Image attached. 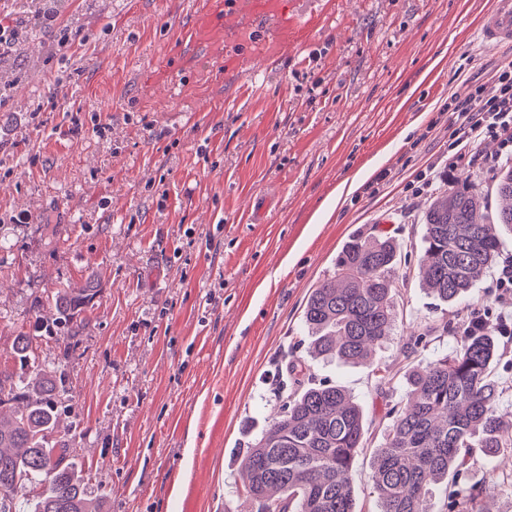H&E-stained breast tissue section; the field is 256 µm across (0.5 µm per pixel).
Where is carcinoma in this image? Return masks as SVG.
Here are the masks:
<instances>
[{"label": "carcinoma", "mask_w": 512, "mask_h": 512, "mask_svg": "<svg viewBox=\"0 0 512 512\" xmlns=\"http://www.w3.org/2000/svg\"><path fill=\"white\" fill-rule=\"evenodd\" d=\"M62 0L36 5L33 19L46 27ZM500 206L488 211L482 193L451 186L425 212L420 283L444 303L461 301L501 251L497 229L512 232V166L496 184ZM400 253L389 236L351 237L336 257L334 277L313 289L303 310L314 358L373 366L376 393L394 387L392 371L374 363L391 336L398 309L395 270ZM98 289L55 294L47 328L69 333ZM456 341L448 353L404 374L407 396L385 414L383 442L373 451L367 485L379 512H431L434 486L449 484L441 512H493L489 501L512 498V420L498 414L503 393L498 368L503 337L495 319L467 304L452 322L426 321L406 341L421 354L443 337ZM17 378L0 371V512H13L21 492L26 512H104L108 495L88 494L74 461L75 449L51 439L64 409L57 395L65 376L35 366L32 337L14 336ZM279 413L252 440L242 460L243 490L254 512H359L353 492L358 453L366 444L362 408L341 386L313 379L305 361L285 363L278 387ZM475 448L502 458L482 480L462 484L456 476Z\"/></svg>", "instance_id": "cac0c4a2"}]
</instances>
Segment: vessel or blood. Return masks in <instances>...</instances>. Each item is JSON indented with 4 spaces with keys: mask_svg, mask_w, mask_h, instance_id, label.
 <instances>
[{
    "mask_svg": "<svg viewBox=\"0 0 512 512\" xmlns=\"http://www.w3.org/2000/svg\"><path fill=\"white\" fill-rule=\"evenodd\" d=\"M258 26L279 48L293 44L305 29L283 12L281 0H206L191 20V41L231 61L246 46L244 32ZM477 36L488 47L512 45V0H495L479 21Z\"/></svg>",
    "mask_w": 512,
    "mask_h": 512,
    "instance_id": "vessel-or-blood-1",
    "label": "vessel or blood"
}]
</instances>
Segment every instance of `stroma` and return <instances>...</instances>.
<instances>
[{"label":"stroma","mask_w":512,"mask_h":512,"mask_svg":"<svg viewBox=\"0 0 512 512\" xmlns=\"http://www.w3.org/2000/svg\"><path fill=\"white\" fill-rule=\"evenodd\" d=\"M494 0H329L301 45L228 68L193 46L205 0H65L38 47L10 50L0 93V369L34 335L65 374L53 437L73 444L112 512H251L239 461L272 417L288 357L307 352L305 300L353 234L394 237L403 325L453 320L420 287L424 215L450 179L489 203L504 165L485 137L448 160L451 98L493 85L512 46L474 29ZM363 178L346 199L344 181ZM94 276L72 336L38 320ZM369 426L389 400L364 365L316 359Z\"/></svg>","instance_id":"1"}]
</instances>
